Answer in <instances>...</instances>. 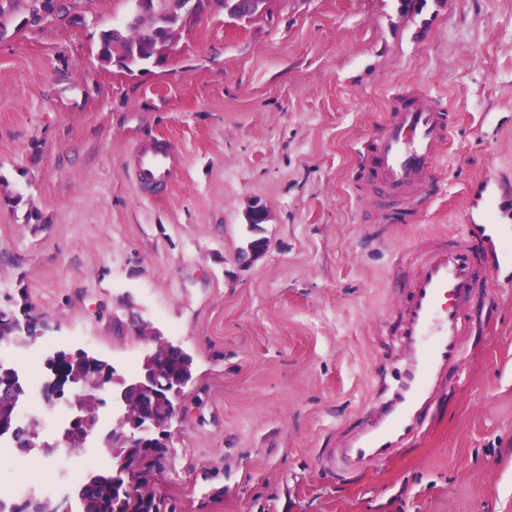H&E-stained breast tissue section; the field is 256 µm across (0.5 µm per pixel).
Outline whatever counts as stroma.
<instances>
[{
    "mask_svg": "<svg viewBox=\"0 0 512 512\" xmlns=\"http://www.w3.org/2000/svg\"><path fill=\"white\" fill-rule=\"evenodd\" d=\"M69 2L39 26L15 8L0 31V311L36 325L0 364L17 369L40 442L23 469L0 447V496L49 477L56 501L80 481L65 464L71 410L46 419L21 362L42 371L82 349L132 379L153 348L135 314L193 361L154 479L175 512H512V292L476 316L470 383L426 439L350 487L316 456L397 353L393 253L462 233L470 185L512 178V0H269L236 28L203 14L165 65L134 72L98 58L132 0ZM399 84L447 101L455 125L444 195L384 224L355 188V147ZM160 137L184 158L149 198L128 162ZM256 202L268 247L244 262ZM96 396L90 473L111 468L120 414L118 387Z\"/></svg>",
    "mask_w": 512,
    "mask_h": 512,
    "instance_id": "stroma-1",
    "label": "stroma"
}]
</instances>
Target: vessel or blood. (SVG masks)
<instances>
[{
  "label": "vessel or blood",
  "mask_w": 512,
  "mask_h": 512,
  "mask_svg": "<svg viewBox=\"0 0 512 512\" xmlns=\"http://www.w3.org/2000/svg\"><path fill=\"white\" fill-rule=\"evenodd\" d=\"M387 106L385 123L359 142L363 182L386 202L387 223L410 224L441 193L436 173L453 115L417 87L393 91ZM180 160L174 144L150 140L136 147L131 170L139 186L160 188ZM483 191L491 210L465 234L432 237L404 253L406 298L392 327L401 355L374 379L376 409L336 448L322 450L323 468L336 484H351L411 447L426 432L441 395L464 386L463 336L472 313L467 298L491 284L512 288V253L498 245L512 215L504 208L512 201V184L488 178Z\"/></svg>",
  "instance_id": "1"
}]
</instances>
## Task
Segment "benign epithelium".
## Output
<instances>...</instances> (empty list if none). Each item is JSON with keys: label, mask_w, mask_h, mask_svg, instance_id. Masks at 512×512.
I'll list each match as a JSON object with an SVG mask.
<instances>
[{"label": "benign epithelium", "mask_w": 512, "mask_h": 512, "mask_svg": "<svg viewBox=\"0 0 512 512\" xmlns=\"http://www.w3.org/2000/svg\"><path fill=\"white\" fill-rule=\"evenodd\" d=\"M222 9L224 14L237 19L249 18L265 9V0H234V6H228L227 0H167V12L163 16L156 13V0H135L134 13L146 22L147 31L154 36H166L171 32H183L191 22L206 10ZM179 353L181 348L168 342L143 359L137 377L130 381L118 379L124 391L139 397L145 407V425L133 422L126 428L115 426L112 429V443L116 448H140L141 437L146 430H152L153 436L165 441L168 428L175 415L174 401L179 397L182 387L188 382V376L168 375L163 367L165 355ZM99 365L98 358L85 352L73 354L59 353L52 358L53 379L45 398L54 403L66 392L64 402L76 410L63 440L69 448L83 446L92 429L86 417L84 399L87 395L86 377L83 372L93 370Z\"/></svg>", "instance_id": "7a95c632"}]
</instances>
